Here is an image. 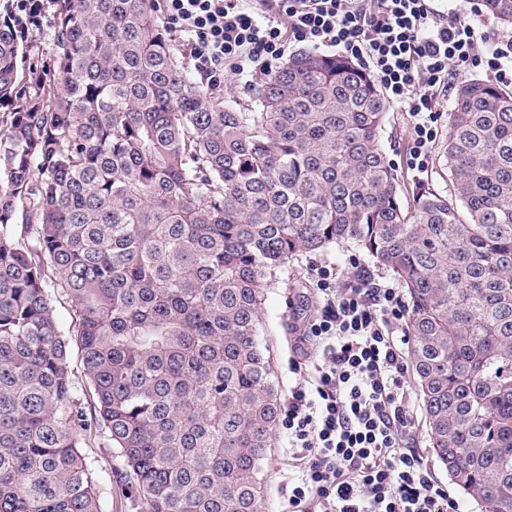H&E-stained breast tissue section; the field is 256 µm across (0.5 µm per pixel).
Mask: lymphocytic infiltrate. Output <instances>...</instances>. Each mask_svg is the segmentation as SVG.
<instances>
[{"mask_svg": "<svg viewBox=\"0 0 512 512\" xmlns=\"http://www.w3.org/2000/svg\"><path fill=\"white\" fill-rule=\"evenodd\" d=\"M184 36L201 79L224 72L272 74L288 46L282 24L313 50L338 52L370 68L388 100L405 112L409 165L422 173L438 135L436 106L461 71L482 68L512 86V32L480 5L470 15L434 0H161ZM319 315L301 383L282 422L295 476L282 486L283 512H459L458 501L411 448L407 362L397 288L370 272L344 284L317 271Z\"/></svg>", "mask_w": 512, "mask_h": 512, "instance_id": "lymphocytic-infiltrate-1", "label": "lymphocytic infiltrate"}]
</instances>
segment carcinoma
I'll return each instance as SVG.
<instances>
[{
  "label": "carcinoma",
  "instance_id": "carcinoma-1",
  "mask_svg": "<svg viewBox=\"0 0 512 512\" xmlns=\"http://www.w3.org/2000/svg\"><path fill=\"white\" fill-rule=\"evenodd\" d=\"M483 2L512 25V0ZM48 4L39 66L43 8L0 15V512H101L80 450L100 431L131 512H266L265 284L344 244L405 289L437 459L484 512H512V89L458 84L448 189L408 207L391 103L347 58L298 54L243 103L184 67L151 0ZM50 291L54 292L53 305L60 326L66 334H76V317L71 304L65 299V297L57 293L56 288L54 290L51 288ZM71 339L69 355H68V366L69 370L72 373L73 380L75 382V386L78 390V395L80 396L83 407L86 410H89L90 400L89 397H85L83 393H86V389L89 392L88 382L83 373V366L81 362L80 351L78 350V346L76 343V336H68Z\"/></svg>",
  "mask_w": 512,
  "mask_h": 512
}]
</instances>
